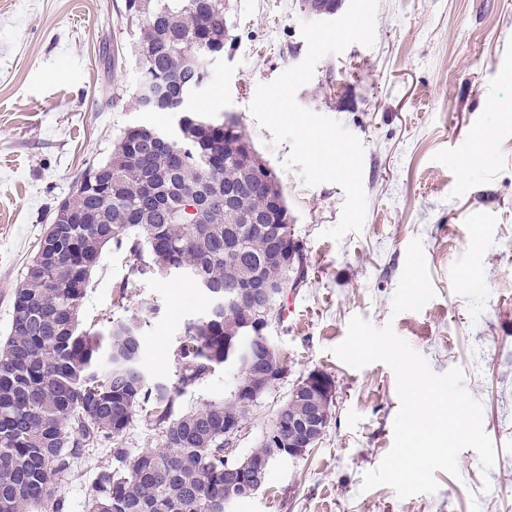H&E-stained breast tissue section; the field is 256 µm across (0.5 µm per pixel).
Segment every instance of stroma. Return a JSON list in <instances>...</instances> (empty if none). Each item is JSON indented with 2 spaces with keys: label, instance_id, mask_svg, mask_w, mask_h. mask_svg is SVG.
<instances>
[{
  "label": "stroma",
  "instance_id": "1",
  "mask_svg": "<svg viewBox=\"0 0 512 512\" xmlns=\"http://www.w3.org/2000/svg\"><path fill=\"white\" fill-rule=\"evenodd\" d=\"M226 19L233 42L191 106L240 121L287 198L307 271L269 331L287 376L244 420L234 457L260 446L296 381L320 371L335 391L317 446L274 462L235 512H512V0H378L373 46L318 62L298 103L364 145L366 218L337 241L322 232L340 219L343 189L305 186L298 170L285 169L290 145L273 144L249 109L258 84L307 54L302 0H226ZM139 76L125 0H0L1 337L52 209L86 168L109 158L126 126L171 124V113L135 111ZM209 306L183 277L130 275L107 250L82 320L104 327L136 318L142 367L150 380L172 383L177 347ZM356 315L391 326L433 372L462 369L495 445L490 469L466 448L458 476L436 472L435 493L364 489L393 445L400 401L387 365L357 370L334 355ZM227 393L218 365L176 408ZM108 455V446L96 449L61 485L67 512H86Z\"/></svg>",
  "mask_w": 512,
  "mask_h": 512
}]
</instances>
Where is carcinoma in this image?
<instances>
[{
  "label": "carcinoma",
  "mask_w": 512,
  "mask_h": 512,
  "mask_svg": "<svg viewBox=\"0 0 512 512\" xmlns=\"http://www.w3.org/2000/svg\"><path fill=\"white\" fill-rule=\"evenodd\" d=\"M138 28L140 71L154 86L151 111L172 106L204 78L207 57L224 53V0H127ZM230 143L239 150H227ZM234 117L173 112L165 129L130 124L103 163L96 187L76 183L81 218L49 224L15 290L0 342V512H66L56 485L102 443L112 460L97 469L88 512H224V418L244 419L234 396L178 413L176 399L211 367L227 364L224 336L255 324L248 296L207 311L185 331L171 387L150 388L131 320L84 328L81 308L103 249L129 272L180 275L199 289L263 283L296 288L305 278L292 217L273 172ZM142 415L162 450L132 455L122 438Z\"/></svg>",
  "instance_id": "1"
}]
</instances>
